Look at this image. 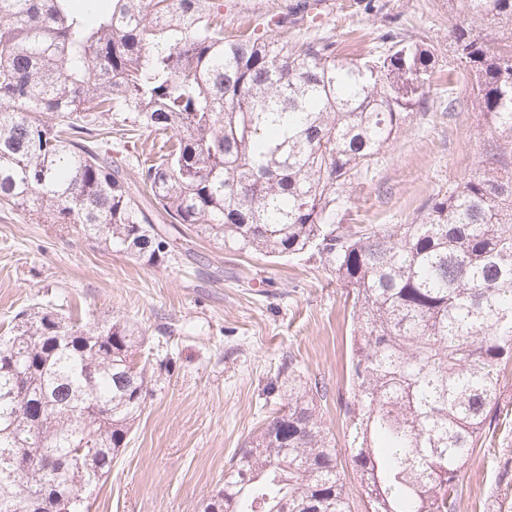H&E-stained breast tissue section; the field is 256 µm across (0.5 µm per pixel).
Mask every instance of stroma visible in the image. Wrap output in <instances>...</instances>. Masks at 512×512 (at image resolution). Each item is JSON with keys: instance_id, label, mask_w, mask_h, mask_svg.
Listing matches in <instances>:
<instances>
[{"instance_id": "stroma-1", "label": "stroma", "mask_w": 512, "mask_h": 512, "mask_svg": "<svg viewBox=\"0 0 512 512\" xmlns=\"http://www.w3.org/2000/svg\"><path fill=\"white\" fill-rule=\"evenodd\" d=\"M296 0H224L234 31ZM317 24L296 17L288 38L335 40L349 58L375 51L394 30L433 49L430 98L400 125L371 173L346 188V223L407 224L428 200L481 165L488 132L469 105L470 77L456 70L448 37L450 0H325ZM456 110H449V101ZM189 256L153 266L75 228L34 224L0 211V334L26 306L49 304L97 323L142 328L140 354L154 376L146 408L110 474L83 491L90 512H203L229 461L282 408L288 378L319 380L320 402L345 472L352 512H365L343 414L351 349V305L307 255L239 256L197 236ZM294 362L285 373V362ZM500 417L464 469L460 512H502L512 503V359L499 367Z\"/></svg>"}]
</instances>
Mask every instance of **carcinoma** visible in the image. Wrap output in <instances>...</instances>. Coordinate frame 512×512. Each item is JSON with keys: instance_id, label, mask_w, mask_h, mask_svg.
<instances>
[{"instance_id": "cac0c4a2", "label": "carcinoma", "mask_w": 512, "mask_h": 512, "mask_svg": "<svg viewBox=\"0 0 512 512\" xmlns=\"http://www.w3.org/2000/svg\"><path fill=\"white\" fill-rule=\"evenodd\" d=\"M0 0V209L149 264L182 224L229 251L319 258L347 289L345 415L367 512H459L461 476L497 417L512 358V0H460L456 67L490 141L482 169L409 224H345L343 193L428 99L434 53L386 31L360 61L281 36L288 14L224 33L221 0ZM51 121L44 120V116ZM149 154L114 149L135 133ZM33 305L0 335V512H88L152 378L145 334ZM229 462L204 512H351L319 381ZM92 457L84 468L68 461Z\"/></svg>"}]
</instances>
